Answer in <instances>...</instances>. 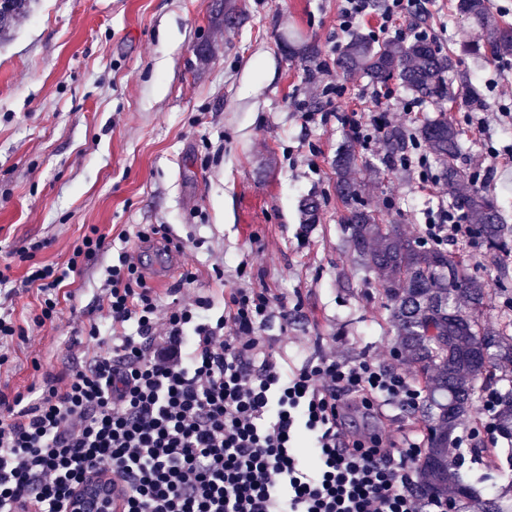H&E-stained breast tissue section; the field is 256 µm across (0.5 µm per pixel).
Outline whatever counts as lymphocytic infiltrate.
Wrapping results in <instances>:
<instances>
[{"instance_id":"lymphocytic-infiltrate-1","label":"lymphocytic infiltrate","mask_w":512,"mask_h":512,"mask_svg":"<svg viewBox=\"0 0 512 512\" xmlns=\"http://www.w3.org/2000/svg\"><path fill=\"white\" fill-rule=\"evenodd\" d=\"M424 241L471 238L454 206L428 212ZM141 225L109 240L90 228L66 265L35 263L21 285L37 289V326L53 323L59 292L86 261L111 253L104 300L112 335L88 334L99 350L45 373L35 397L0 393V512H66L93 472H111L126 512H448L419 482L422 440L394 439V411L416 407L411 368L352 358L336 346L288 361L266 333L287 302L266 289L233 288L222 309L200 294L182 298L193 273L160 295L134 242L166 235ZM378 423L346 430V409Z\"/></svg>"}]
</instances>
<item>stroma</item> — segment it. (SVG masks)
Here are the masks:
<instances>
[{
  "mask_svg": "<svg viewBox=\"0 0 512 512\" xmlns=\"http://www.w3.org/2000/svg\"><path fill=\"white\" fill-rule=\"evenodd\" d=\"M229 2L239 15L231 27L213 18L211 0H36L15 23L0 41V266L11 264L18 281L26 266L8 254L31 243L44 244L37 261L61 264L89 227L114 238L162 224L184 243L180 269L195 273L214 305L249 286L296 307L289 322L275 316L266 329L289 359L333 342L352 358L387 357L396 336L385 292L351 246L336 196V155L353 132L302 112L364 122L380 109L414 133L446 110L461 133V165L512 225V100L501 94L512 85V57L469 54L483 33L456 14V0H428L422 13L410 5L399 20L405 40L416 25L436 34L440 52H453L457 97L421 102L393 80L384 98L362 73L339 66L348 40L337 27L340 0ZM291 33L318 47L340 95H318L309 80L315 64L290 57L281 41ZM470 84L483 109L464 104ZM356 154L351 179L363 201L407 237L453 199L448 188L429 192L411 172L386 167L376 151ZM307 198L318 204L309 226L300 213ZM446 250L485 284L484 322L512 336V259L471 243ZM111 262L108 253L88 262L52 327L33 323L35 291L0 287V310L35 338L31 348L17 336L0 345L9 355L1 393H27L40 371L96 352L87 329L111 330L102 301ZM487 448L477 462L461 448L465 481L481 492L511 489L512 442Z\"/></svg>",
  "mask_w": 512,
  "mask_h": 512,
  "instance_id": "1",
  "label": "stroma"
}]
</instances>
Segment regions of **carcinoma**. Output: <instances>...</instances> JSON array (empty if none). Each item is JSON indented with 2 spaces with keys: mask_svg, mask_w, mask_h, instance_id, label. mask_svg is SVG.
I'll list each match as a JSON object with an SVG mask.
<instances>
[{
  "mask_svg": "<svg viewBox=\"0 0 512 512\" xmlns=\"http://www.w3.org/2000/svg\"><path fill=\"white\" fill-rule=\"evenodd\" d=\"M31 0H0V33L27 15ZM458 15L486 32L483 50L495 57L512 55V26L492 21L487 0H457ZM474 48V51L481 50ZM344 68L360 70L374 85L397 77L420 99H455L445 73L455 66L453 54H442L427 41L409 45L374 46L356 33L342 56ZM443 166L448 187L464 182L466 172L457 165L460 131L444 113L420 130ZM391 152L401 154L409 135L403 130L385 134ZM355 154L336 157V194L344 203L349 240L365 267L382 283L390 301V316L400 350L416 365L426 383L427 399L421 417L428 422L427 448L421 462L422 488L428 496H447L473 503L471 487L449 462L457 438L454 431L480 395L494 371L512 364V336H503L482 324L487 292L484 284L468 276L461 264L437 247L398 233L384 224L360 200V190L348 173ZM479 239L489 250L507 251L512 230L482 191L455 197ZM499 432L512 436V390L497 395Z\"/></svg>",
  "mask_w": 512,
  "mask_h": 512,
  "instance_id": "obj_1",
  "label": "carcinoma"
}]
</instances>
